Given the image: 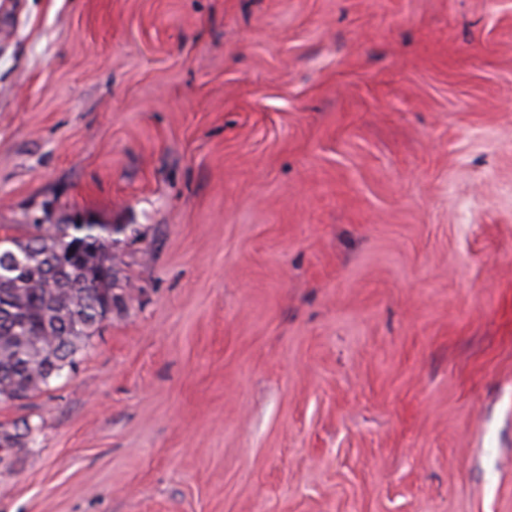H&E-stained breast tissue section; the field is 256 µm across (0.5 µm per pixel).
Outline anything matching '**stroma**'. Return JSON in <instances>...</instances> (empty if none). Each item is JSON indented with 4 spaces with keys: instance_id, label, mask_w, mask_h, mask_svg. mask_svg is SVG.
<instances>
[{
    "instance_id": "obj_1",
    "label": "stroma",
    "mask_w": 512,
    "mask_h": 512,
    "mask_svg": "<svg viewBox=\"0 0 512 512\" xmlns=\"http://www.w3.org/2000/svg\"><path fill=\"white\" fill-rule=\"evenodd\" d=\"M39 222L135 293L0 512H512V0H0Z\"/></svg>"
}]
</instances>
